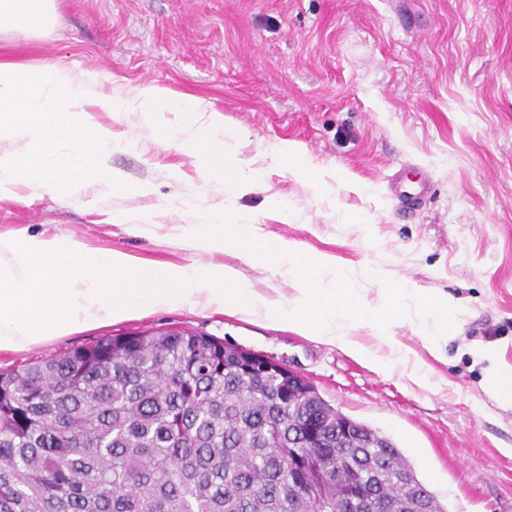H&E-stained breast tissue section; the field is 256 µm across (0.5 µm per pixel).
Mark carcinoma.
<instances>
[{
  "label": "carcinoma",
  "mask_w": 512,
  "mask_h": 512,
  "mask_svg": "<svg viewBox=\"0 0 512 512\" xmlns=\"http://www.w3.org/2000/svg\"><path fill=\"white\" fill-rule=\"evenodd\" d=\"M244 349L188 330L99 336L0 372V512H324L346 487L288 456L354 473L405 512L428 489L400 448L358 422L359 447L293 448L310 419L343 420L314 386L288 394Z\"/></svg>",
  "instance_id": "cac0c4a2"
}]
</instances>
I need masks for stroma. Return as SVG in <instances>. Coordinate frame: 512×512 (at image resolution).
Returning a JSON list of instances; mask_svg holds the SVG:
<instances>
[{"mask_svg": "<svg viewBox=\"0 0 512 512\" xmlns=\"http://www.w3.org/2000/svg\"><path fill=\"white\" fill-rule=\"evenodd\" d=\"M63 24L23 39L0 31V61L59 64L96 74L104 96L146 87L192 96L241 133L242 157L265 168L261 190L237 200L267 242L324 253L354 271L408 279L456 304L436 350L410 327L397 336L429 370L380 371L336 345L262 320L203 306L146 311L125 320L0 352V370L58 354L99 336L190 329L287 364L350 418L390 437L449 512H512V407L487 392L492 347L512 368V0H59ZM98 124L134 147L108 162L128 186L88 209L82 188L66 201L19 186L0 199V236L64 237L93 253L125 252L137 266L233 265L253 287L289 295L267 260L185 243L174 198L211 208L220 184L191 157L161 145L137 114L96 111ZM305 152L331 188L320 196L267 152ZM428 175L432 192L402 213L390 182ZM147 184L146 196L131 186ZM285 196L286 222L270 207ZM126 211L137 232L114 222ZM363 224H356V217Z\"/></svg>", "mask_w": 512, "mask_h": 512, "instance_id": "obj_1", "label": "stroma"}]
</instances>
